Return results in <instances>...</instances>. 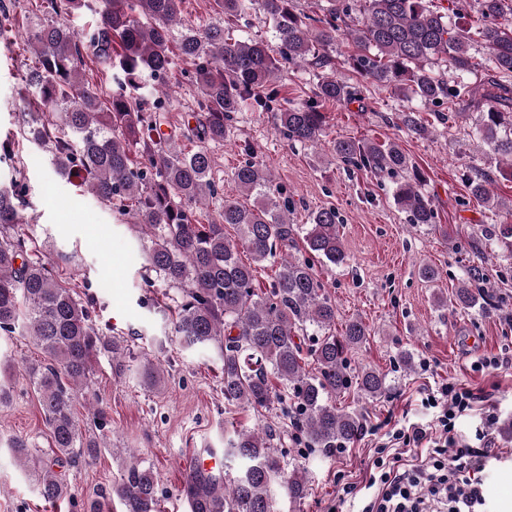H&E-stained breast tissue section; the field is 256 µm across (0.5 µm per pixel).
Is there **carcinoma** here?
<instances>
[{
    "mask_svg": "<svg viewBox=\"0 0 512 512\" xmlns=\"http://www.w3.org/2000/svg\"><path fill=\"white\" fill-rule=\"evenodd\" d=\"M25 23L17 29L34 61L22 72L21 101L29 119L20 129L25 141L48 154L52 171L82 177L84 188L147 237L146 269L169 288L182 291L172 329L186 349L213 346L224 366V399L269 409L278 404L305 438L306 447L333 454L354 444L362 418L336 406L353 389L366 399L391 390L387 376L356 370L351 353L371 335L366 323L351 319L336 334V305L314 270L298 254L297 232L309 253L326 266L346 261L339 219L333 208L312 214L310 224L294 228V203L262 165L246 161L234 179L253 205L226 199L213 173L211 147L227 140L237 113L271 114L275 132L289 142L314 147L325 135V104L362 100L360 84L386 85L407 103L399 124L427 137L421 113L441 124L479 115L477 132L487 153L507 165L512 179V0H328L308 13L299 0H213V16L199 25L182 15L184 0H24ZM258 9L271 22L277 49L262 39L234 36L231 24ZM479 23L459 20L469 12ZM90 15L94 24L77 30L69 18ZM352 45L347 64L350 83L336 77V40ZM193 61L198 112L195 126L166 134L170 124L168 74L170 44ZM483 56L469 52L473 45ZM92 57L112 82L103 95L84 79V55ZM313 74L311 96L296 103L271 85L285 64ZM199 146L188 151L182 139ZM138 149L139 160L131 158ZM332 151L345 165L393 184V199L410 223H437L422 175L395 142L337 139ZM469 196L493 213L512 217V205L495 200L491 181L473 169L465 175ZM26 189L0 186V331L25 330L43 354L23 374L39 395L50 437L53 465L26 438L9 443L17 460L32 470L41 497L58 500L69 493L66 479L53 470L94 457L105 444L80 429L74 412L78 392L89 386L100 355L121 374L132 369L149 389L161 386V368L137 361L123 341L94 327L88 304L59 280L55 270L30 257V236L20 227ZM238 239L224 236V225ZM252 263L239 258L240 250ZM279 266L266 292L254 288L256 266ZM454 296L468 309L488 297L471 285L484 280L472 265ZM316 372L306 370V362ZM224 473L189 477L183 493L190 512H278L284 493L295 502L308 489L305 470L285 471L276 434L259 425L224 435ZM111 495L122 512H161L151 466L126 450ZM109 495V496H111ZM102 499L87 512H102Z\"/></svg>",
    "mask_w": 512,
    "mask_h": 512,
    "instance_id": "carcinoma-1",
    "label": "carcinoma"
}]
</instances>
